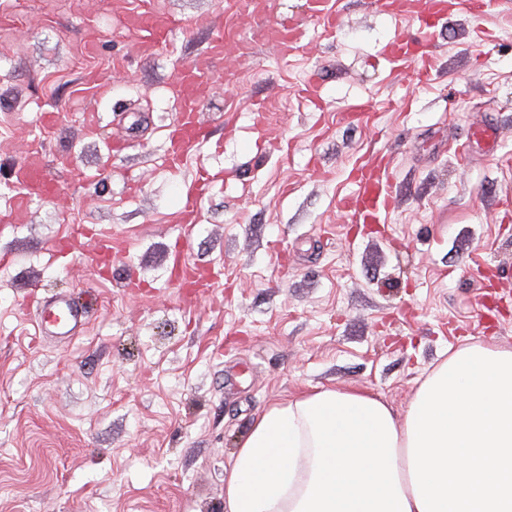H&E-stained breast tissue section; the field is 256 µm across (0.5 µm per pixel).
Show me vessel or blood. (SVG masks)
I'll list each match as a JSON object with an SVG mask.
<instances>
[{"mask_svg":"<svg viewBox=\"0 0 512 512\" xmlns=\"http://www.w3.org/2000/svg\"><path fill=\"white\" fill-rule=\"evenodd\" d=\"M131 25L144 30L148 41L154 44L166 42L170 29L167 22L160 17L144 19L133 16ZM269 39L276 42L281 55L291 53L300 41L297 27L276 24L267 29ZM204 80L203 72L195 65H183L177 81L178 92L183 105L182 123L175 128L170 136L171 150L168 164L171 170H179L189 153L203 140L200 129L196 126L193 114L199 104L197 89ZM19 181L30 191L49 197L55 194V185L48 180L41 170L25 168L18 176ZM353 180L356 191L345 198L342 205L347 209L351 223L380 224L383 223L393 204V195L389 182V169L377 163L354 168ZM175 277L180 283H189L202 288H210L215 279L209 273L200 270L188 261L185 255L175 259ZM57 335L71 337L76 335L85 325L87 310L74 302L70 297L59 296L48 312Z\"/></svg>","mask_w":512,"mask_h":512,"instance_id":"vessel-or-blood-1","label":"vessel or blood"}]
</instances>
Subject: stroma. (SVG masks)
Here are the masks:
<instances>
[{"instance_id":"stroma-1","label":"stroma","mask_w":512,"mask_h":512,"mask_svg":"<svg viewBox=\"0 0 512 512\" xmlns=\"http://www.w3.org/2000/svg\"><path fill=\"white\" fill-rule=\"evenodd\" d=\"M309 2L252 0L244 44L215 55L224 0H0V512H224V470L271 406L360 389L400 416L455 349L512 348V0L429 31L333 0L331 32ZM147 9L167 46L131 30ZM280 22L302 30L287 57L265 34ZM404 36L430 83L388 58ZM186 64L206 74L205 141L174 172ZM381 154L393 207L350 223L352 169ZM28 165L57 191L20 207ZM75 224L118 240L107 277L93 239L53 251ZM179 250L220 283L186 295ZM56 295L87 307L72 338L38 328Z\"/></svg>"}]
</instances>
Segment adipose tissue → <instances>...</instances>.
Instances as JSON below:
<instances>
[{
	"label": "adipose tissue",
	"instance_id": "ef3b65f1",
	"mask_svg": "<svg viewBox=\"0 0 512 512\" xmlns=\"http://www.w3.org/2000/svg\"><path fill=\"white\" fill-rule=\"evenodd\" d=\"M224 512H512V349H459L400 417L361 390L270 407L224 472Z\"/></svg>",
	"mask_w": 512,
	"mask_h": 512
}]
</instances>
